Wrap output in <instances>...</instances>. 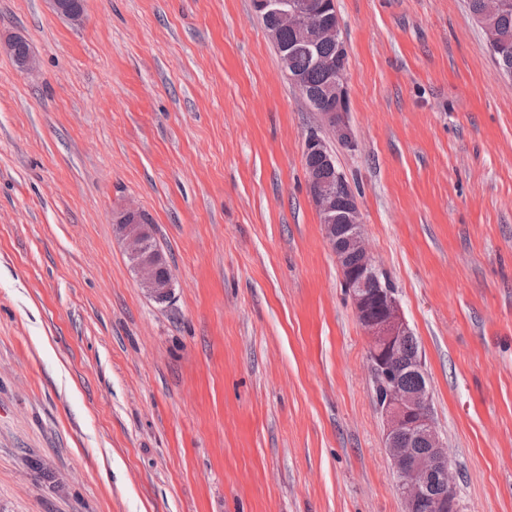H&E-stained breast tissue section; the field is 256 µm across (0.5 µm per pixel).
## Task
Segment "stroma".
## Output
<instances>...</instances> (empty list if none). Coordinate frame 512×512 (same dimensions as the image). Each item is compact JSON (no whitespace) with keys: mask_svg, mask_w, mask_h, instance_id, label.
I'll list each match as a JSON object with an SVG mask.
<instances>
[{"mask_svg":"<svg viewBox=\"0 0 512 512\" xmlns=\"http://www.w3.org/2000/svg\"><path fill=\"white\" fill-rule=\"evenodd\" d=\"M353 147L253 0H0V512H404L310 134L425 362L458 512H512V77L467 0H335ZM174 274L139 287L115 216ZM55 12L75 25L84 21L83 1L80 0H48ZM148 223L142 211L128 208L118 213L113 228L124 244L140 287L155 301L164 302L175 287V278L164 255L151 250L163 252L154 236L151 249L148 248L149 237L153 235V224Z\"/></svg>","mask_w":512,"mask_h":512,"instance_id":"stroma-1","label":"stroma"}]
</instances>
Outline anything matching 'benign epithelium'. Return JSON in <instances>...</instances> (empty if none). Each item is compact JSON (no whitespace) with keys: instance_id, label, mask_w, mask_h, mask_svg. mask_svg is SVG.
Masks as SVG:
<instances>
[{"instance_id":"1","label":"benign epithelium","mask_w":512,"mask_h":512,"mask_svg":"<svg viewBox=\"0 0 512 512\" xmlns=\"http://www.w3.org/2000/svg\"><path fill=\"white\" fill-rule=\"evenodd\" d=\"M49 2L57 14L71 23H83L82 0ZM254 4L260 15L273 19L267 31L274 40L278 28L288 27L298 46L336 44V56L317 58V64L327 75L320 95L333 104L323 112V118L337 141L353 142L344 72L336 70V57L343 55L346 47L340 37V24L331 15L335 0H325L322 10L328 15L321 18L313 14L309 0H254ZM304 154L318 159L317 165L308 168V184L337 262L342 264L347 257L355 258L353 267H341L343 281L352 296L358 322L370 339L369 361L377 406L385 421L386 450L395 468L405 512H458L455 477L447 449L435 428L431 393L420 356L409 362V369L420 376V386L407 387L400 379L396 361L402 354L404 340L413 332L401 313L396 290L367 248L357 201H338L336 185L346 176L336 167L335 156L316 134L305 140ZM113 228L124 244L140 287L155 301H166L175 287V278L164 255L149 249L153 230L142 211H121Z\"/></svg>"}]
</instances>
